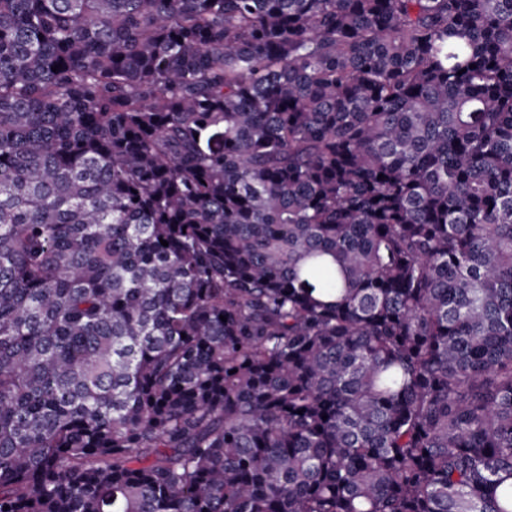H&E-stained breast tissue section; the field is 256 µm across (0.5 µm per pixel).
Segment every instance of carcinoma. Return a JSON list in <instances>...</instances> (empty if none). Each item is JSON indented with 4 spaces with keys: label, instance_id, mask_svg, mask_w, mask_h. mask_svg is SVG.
<instances>
[{
    "label": "carcinoma",
    "instance_id": "1",
    "mask_svg": "<svg viewBox=\"0 0 512 512\" xmlns=\"http://www.w3.org/2000/svg\"><path fill=\"white\" fill-rule=\"evenodd\" d=\"M0 512H512V0H0Z\"/></svg>",
    "mask_w": 512,
    "mask_h": 512
}]
</instances>
